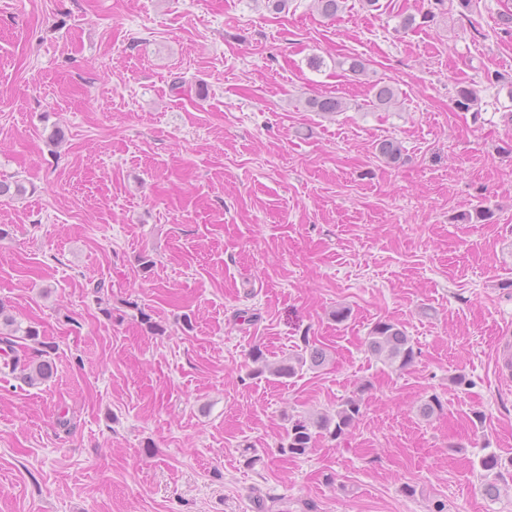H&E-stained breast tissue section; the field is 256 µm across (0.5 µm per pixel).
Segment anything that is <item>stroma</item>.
I'll list each match as a JSON object with an SVG mask.
<instances>
[{
	"instance_id": "obj_1",
	"label": "stroma",
	"mask_w": 512,
	"mask_h": 512,
	"mask_svg": "<svg viewBox=\"0 0 512 512\" xmlns=\"http://www.w3.org/2000/svg\"><path fill=\"white\" fill-rule=\"evenodd\" d=\"M510 10L0 0V181L27 188L0 197V304L54 365L0 370V512H512V468L492 501L479 466L512 457ZM379 321L411 365L367 353ZM309 346L323 366L254 372ZM350 396L345 434L281 453L284 415ZM367 351L390 366L404 368L410 365L416 351L402 327L394 322L379 321L371 328L366 339Z\"/></svg>"
}]
</instances>
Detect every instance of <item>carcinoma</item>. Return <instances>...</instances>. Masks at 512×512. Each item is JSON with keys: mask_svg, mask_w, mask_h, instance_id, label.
I'll list each match as a JSON object with an SVG mask.
<instances>
[{"mask_svg": "<svg viewBox=\"0 0 512 512\" xmlns=\"http://www.w3.org/2000/svg\"><path fill=\"white\" fill-rule=\"evenodd\" d=\"M374 105L380 108H388L395 104L396 92L389 84L373 85ZM455 105L458 109L468 111L477 101L476 90L461 83L455 86ZM309 105L318 112L335 114L345 109V103L336 97H322L309 100ZM10 332L0 336V349L3 350V366L15 372L20 370L27 372L30 382L48 379L53 372V363L49 359H33L24 354H19L17 343L13 336L21 334L30 341H38L39 330L35 327L22 326L12 319L7 320ZM367 351L385 364L404 368L410 365L416 351L410 338L402 327L394 322L379 321L371 328L366 339ZM252 362L257 364L256 373L262 374L269 370L280 378L294 377L304 367H319L326 361V352L313 348L309 356L297 354L280 360L275 365H270L259 348H254L250 353ZM361 414V401L354 397L344 400L333 414H319L314 418H301L290 416L287 418L288 426L286 435L280 450L290 456H304L312 448L313 440L317 434H329L333 437L342 435ZM502 467V460L494 453H489L480 459V468L486 475H494V479H484L482 489L486 496L495 498L499 495L500 488L497 484L498 469Z\"/></svg>", "mask_w": 512, "mask_h": 512, "instance_id": "cac0c4a2", "label": "carcinoma"}]
</instances>
